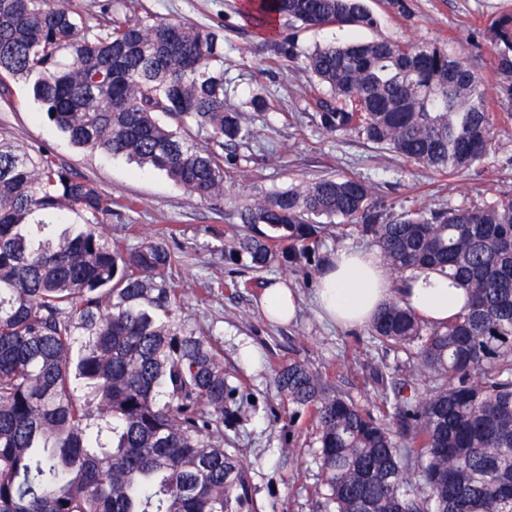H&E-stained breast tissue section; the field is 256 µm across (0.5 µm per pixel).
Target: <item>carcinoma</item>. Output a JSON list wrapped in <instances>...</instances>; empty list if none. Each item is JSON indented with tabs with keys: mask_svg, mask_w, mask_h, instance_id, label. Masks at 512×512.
<instances>
[{
	"mask_svg": "<svg viewBox=\"0 0 512 512\" xmlns=\"http://www.w3.org/2000/svg\"><path fill=\"white\" fill-rule=\"evenodd\" d=\"M276 56L304 65L326 97L321 128L457 177L497 137L485 79L439 41L329 45L302 55L272 27L375 28L364 0H249ZM98 17L71 0H0V73L37 75L32 96L77 147L133 159L188 192L224 199V147L248 138L227 102L224 39L207 26ZM495 98L512 105V13L489 26ZM438 210L388 211L358 176L255 198L224 261L286 263L309 280L342 219L395 275L429 268L468 309L432 325L393 296L368 326L408 366L374 373L367 407L298 358L271 365L280 412L308 416L323 512H512V191ZM112 195L45 149L0 142V512H255L250 464L225 429L243 396L217 341L180 316L166 237L131 249L106 235ZM85 228L43 237L35 214ZM81 342L79 355L73 347ZM432 374L425 386L422 372Z\"/></svg>",
	"mask_w": 512,
	"mask_h": 512,
	"instance_id": "carcinoma-1",
	"label": "carcinoma"
}]
</instances>
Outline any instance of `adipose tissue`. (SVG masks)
<instances>
[{"label": "adipose tissue", "mask_w": 512, "mask_h": 512, "mask_svg": "<svg viewBox=\"0 0 512 512\" xmlns=\"http://www.w3.org/2000/svg\"><path fill=\"white\" fill-rule=\"evenodd\" d=\"M392 293L393 282L379 258L341 249L319 278L316 302L322 317L346 327H363ZM402 299L433 325L447 322L467 303L463 289L445 277L420 270L408 275Z\"/></svg>", "instance_id": "obj_1"}]
</instances>
